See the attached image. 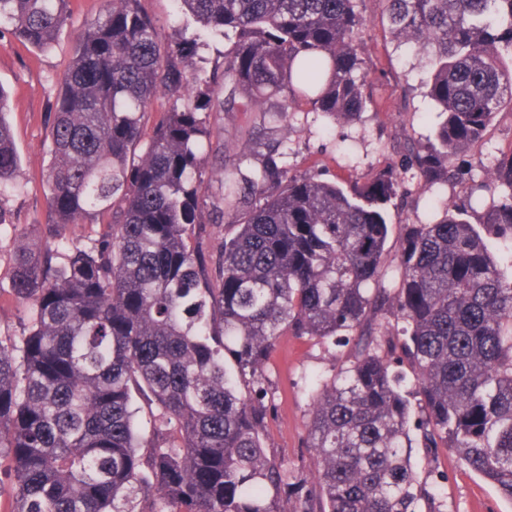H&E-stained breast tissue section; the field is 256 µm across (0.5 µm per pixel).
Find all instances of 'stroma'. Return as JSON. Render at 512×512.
<instances>
[{
    "label": "stroma",
    "mask_w": 512,
    "mask_h": 512,
    "mask_svg": "<svg viewBox=\"0 0 512 512\" xmlns=\"http://www.w3.org/2000/svg\"><path fill=\"white\" fill-rule=\"evenodd\" d=\"M71 18L48 51H30L10 34L0 35V86L8 96L7 118L20 153L18 190L0 194L10 222L0 226V332L23 331L25 309L11 290L12 258L18 233L43 225L49 211L42 176L50 161L47 115L54 101L55 81L68 67L76 37L102 14V0H71ZM365 57L371 70L373 109L361 120L327 129L316 113L300 114L288 135L289 165L298 170L328 168L342 181L393 159L401 144L393 137L406 125L416 140L427 141L434 117L425 110L420 83L425 76L411 52L395 49L383 25L377 0L367 4ZM346 351L307 339L279 337L266 369V385L275 412L266 421L268 453L283 461L289 477L309 478L312 458L305 446L312 397L309 380L331 374ZM446 478L437 487L443 512H512V503L458 462L454 450L440 449L436 458Z\"/></svg>",
    "instance_id": "stroma-1"
}]
</instances>
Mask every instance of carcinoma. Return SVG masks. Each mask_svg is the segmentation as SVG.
Here are the masks:
<instances>
[{
	"mask_svg": "<svg viewBox=\"0 0 512 512\" xmlns=\"http://www.w3.org/2000/svg\"><path fill=\"white\" fill-rule=\"evenodd\" d=\"M178 2L224 38L211 73L187 65L207 63L198 32L163 39L141 0H103L56 81L50 220L15 239L27 323L0 337L13 512H442L433 457L448 446L512 503V270L489 245L512 242V150L480 182L464 162L512 110V0H379L397 47L426 59L440 121L428 145L345 186L290 167L282 131L299 112L351 123L371 107L366 0ZM69 3L0 0V34L8 23L47 51ZM165 97L184 107L157 108ZM4 104L0 91V190L19 188ZM201 112L247 115L248 151L213 139ZM400 169L458 196L439 220L405 221L392 251L387 205L415 201ZM227 216L212 255L203 225ZM288 335L350 348L314 381L310 483L267 453L265 365ZM217 167L218 163H216L212 157L204 159L202 166V186L205 190V196L208 204H212V202L217 203L222 193L219 182L220 175L216 170Z\"/></svg>",
	"mask_w": 512,
	"mask_h": 512,
	"instance_id": "obj_1",
	"label": "carcinoma"
}]
</instances>
